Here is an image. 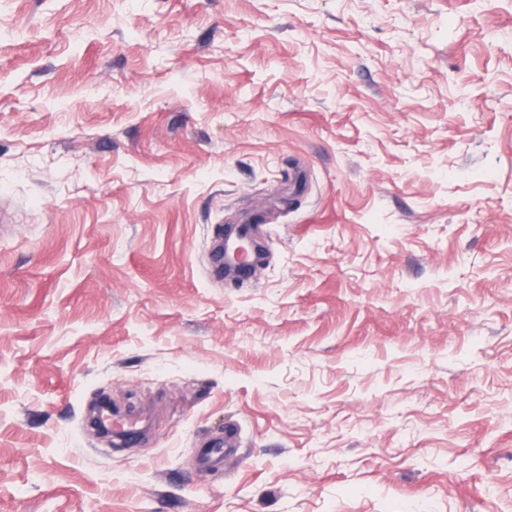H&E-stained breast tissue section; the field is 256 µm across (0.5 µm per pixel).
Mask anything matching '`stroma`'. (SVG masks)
<instances>
[{
  "mask_svg": "<svg viewBox=\"0 0 512 512\" xmlns=\"http://www.w3.org/2000/svg\"><path fill=\"white\" fill-rule=\"evenodd\" d=\"M1 210L0 512H512V0H0ZM248 233V224L231 225L224 233L221 229L210 259L214 273H221L224 278L234 277L235 281H246L254 276L258 266L257 257L254 254L246 258L240 256V247Z\"/></svg>",
  "mask_w": 512,
  "mask_h": 512,
  "instance_id": "1",
  "label": "stroma"
}]
</instances>
